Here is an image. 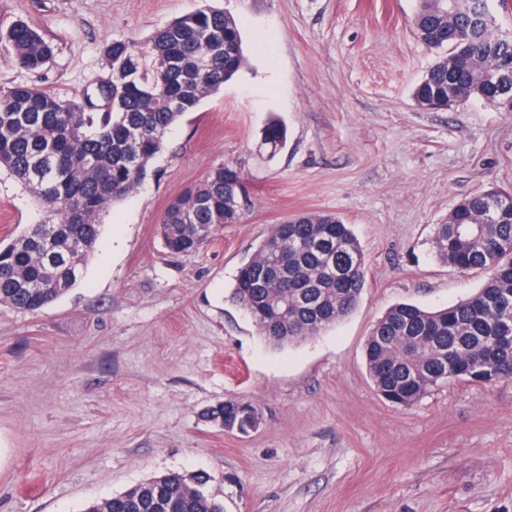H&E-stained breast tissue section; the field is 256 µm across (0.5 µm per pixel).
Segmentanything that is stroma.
<instances>
[{
	"label": "stroma",
	"instance_id": "stroma-1",
	"mask_svg": "<svg viewBox=\"0 0 512 512\" xmlns=\"http://www.w3.org/2000/svg\"><path fill=\"white\" fill-rule=\"evenodd\" d=\"M207 5L236 20L246 67L102 216L75 287L36 313L0 304V512H83L167 472L208 474L224 512H512V381L441 384L403 409L365 360L391 306L440 309L481 286L437 259L433 227L461 198L512 187V112L415 106L436 60L416 0H0V31L22 19L55 45L33 72L0 50V87L81 97L110 73L108 42ZM224 163L243 173L241 222L169 254V199ZM315 211L352 225L365 288L335 326L275 348L232 301L235 275L272 225ZM41 217L0 170V242ZM227 400L256 405V429L205 419Z\"/></svg>",
	"mask_w": 512,
	"mask_h": 512
}]
</instances>
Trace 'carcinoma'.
Instances as JSON below:
<instances>
[{
    "label": "carcinoma",
    "instance_id": "obj_1",
    "mask_svg": "<svg viewBox=\"0 0 512 512\" xmlns=\"http://www.w3.org/2000/svg\"><path fill=\"white\" fill-rule=\"evenodd\" d=\"M418 38L438 54L415 85L417 106L446 109L448 90L459 102H491L496 78L512 91V32L494 15L473 22L448 0H419ZM0 49L28 71L44 66L54 46L24 21L0 34ZM105 53L112 70L107 112L91 96L63 99L27 84L0 87V168L37 198L44 212L0 247V304L35 313L56 302L84 276L102 215L129 197L162 151L170 127L217 91L243 66L236 20L205 7L158 31L144 49L114 40ZM243 177L223 164L173 196L160 235L174 254L197 251L210 235L241 220ZM512 190L496 188L459 201L432 244L437 258L460 271H480L482 288L445 309L401 303L386 311L366 345L379 394L413 406L448 381L493 384L512 380V209L495 210ZM366 258L351 225L331 213L292 216L270 229L239 268L233 300L274 346L319 334L355 307L365 286ZM244 409L226 401L206 413L224 426ZM204 473H167L90 503L84 512H224L205 491Z\"/></svg>",
    "mask_w": 512,
    "mask_h": 512
}]
</instances>
